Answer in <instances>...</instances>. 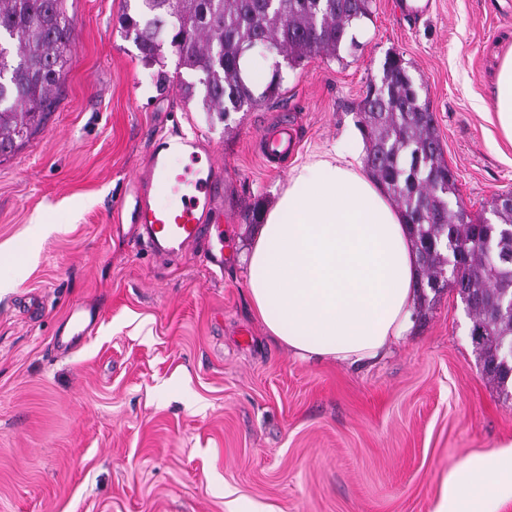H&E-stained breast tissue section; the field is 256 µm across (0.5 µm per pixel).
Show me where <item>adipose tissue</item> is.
<instances>
[{
  "label": "adipose tissue",
  "mask_w": 512,
  "mask_h": 512,
  "mask_svg": "<svg viewBox=\"0 0 512 512\" xmlns=\"http://www.w3.org/2000/svg\"><path fill=\"white\" fill-rule=\"evenodd\" d=\"M512 144V51L493 103ZM354 131L297 158L245 257L249 302L267 333L298 359L358 365L408 330L412 239L360 161ZM512 503V441L469 455L444 477L432 512H501Z\"/></svg>",
  "instance_id": "adipose-tissue-1"
}]
</instances>
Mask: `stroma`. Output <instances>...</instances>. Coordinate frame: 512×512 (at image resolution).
<instances>
[{"label": "stroma", "instance_id": "obj_1", "mask_svg": "<svg viewBox=\"0 0 512 512\" xmlns=\"http://www.w3.org/2000/svg\"><path fill=\"white\" fill-rule=\"evenodd\" d=\"M371 0L359 48L287 71L279 99L220 119L185 100L177 58L148 66L125 0H65L72 54L52 112L0 157V512H431L450 463L512 440V396L479 368L452 290L412 305L377 363L302 361L268 336L243 258L294 155L356 126L388 55L433 113L474 218L512 192L493 116L512 0H432L417 22ZM291 152L264 163V137ZM222 168L224 266L207 239L159 258L131 181L158 137ZM82 305L100 318L75 335Z\"/></svg>", "mask_w": 512, "mask_h": 512}]
</instances>
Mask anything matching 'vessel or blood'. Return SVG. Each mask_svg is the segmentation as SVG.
Segmentation results:
<instances>
[{
	"mask_svg": "<svg viewBox=\"0 0 512 512\" xmlns=\"http://www.w3.org/2000/svg\"><path fill=\"white\" fill-rule=\"evenodd\" d=\"M190 168L176 172L163 144H156L150 165L136 176L137 194L131 214L151 251L171 256L206 235L207 218L220 198L217 169L196 168L198 152H190Z\"/></svg>",
	"mask_w": 512,
	"mask_h": 512,
	"instance_id": "obj_1",
	"label": "vessel or blood"
}]
</instances>
